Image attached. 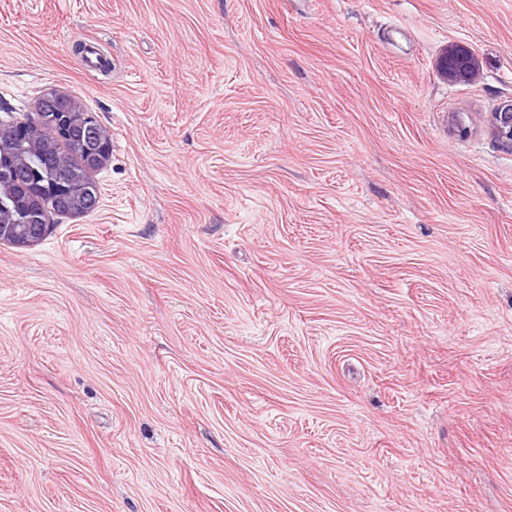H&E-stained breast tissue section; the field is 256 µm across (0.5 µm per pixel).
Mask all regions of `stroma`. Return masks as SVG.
<instances>
[{"instance_id":"stroma-1","label":"stroma","mask_w":512,"mask_h":512,"mask_svg":"<svg viewBox=\"0 0 512 512\" xmlns=\"http://www.w3.org/2000/svg\"><path fill=\"white\" fill-rule=\"evenodd\" d=\"M49 91L112 151L0 243V512H512V0H0ZM438 69L449 83L465 84L476 79L479 64L471 48L453 43L448 45L439 60ZM491 125L495 133L508 142H512V100L503 102L496 112L491 113ZM55 208L56 207L53 206L51 202L44 200L42 205L39 207L40 211L32 214L31 221H33V224H46L43 231L42 225L36 226L34 230H28L22 225L23 221L13 218L12 214L6 215L5 213H0L1 240H3L4 237H10L17 240V243L14 245L19 247L34 245L52 230L53 224H47L46 221L48 213L52 212L48 209H53L54 213H59Z\"/></svg>"}]
</instances>
